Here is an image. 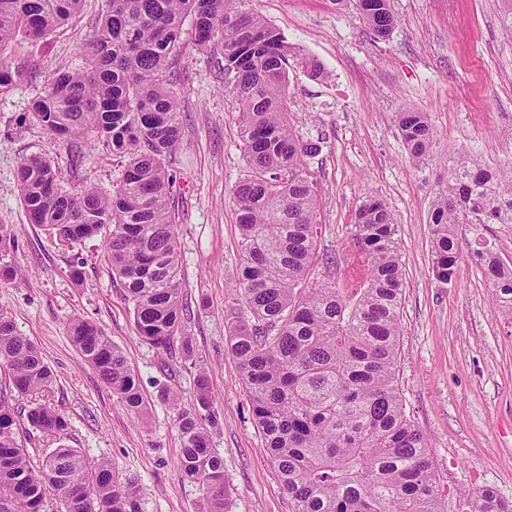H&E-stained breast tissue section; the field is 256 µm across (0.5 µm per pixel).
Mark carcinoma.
<instances>
[{
    "label": "carcinoma",
    "instance_id": "obj_1",
    "mask_svg": "<svg viewBox=\"0 0 512 512\" xmlns=\"http://www.w3.org/2000/svg\"><path fill=\"white\" fill-rule=\"evenodd\" d=\"M85 0H0V95L26 83L28 69L6 49L35 42L79 13ZM370 33L386 38L395 23L384 0H357ZM192 40L221 46L224 73L234 75L239 137L249 167L233 190L239 225V267L230 313L229 343L284 491L296 512H445L423 433L404 410L395 378L404 288L394 218L378 199H367L352 224L366 271L363 286L341 288L329 277L309 283L316 264L317 192L307 159L318 140L296 138L286 94L288 68L314 77L320 65L300 54L282 33L242 0H106L93 38L83 48L86 66L60 67L33 118L69 148L72 166L98 149L122 167L111 190L74 187L48 157L30 155L17 169L21 202L30 223L72 247L105 234L113 276L132 304L141 339L156 349L181 341L188 307L181 297L180 253L171 168L181 141V112L169 77ZM397 124L411 155L429 156L433 132L427 113L399 112ZM434 193L433 273L452 282L460 260L459 224H512V170L491 169L459 156ZM12 228L0 225V286L21 271L7 260ZM493 283L494 304L512 310V266L492 252L481 255ZM68 334L112 395L130 413L146 408L139 377L103 330L73 318ZM12 388L36 396L54 374L38 346L0 311V369ZM181 434L182 476L202 490L203 512H224L228 485L224 459L211 448L203 417L214 404L209 380L195 378L188 406L174 396ZM28 432L60 436L64 413L46 402L29 408ZM53 490L62 512H143L136 487L115 467L90 464L60 445L37 467L20 440L14 412L0 400V512H44ZM474 512H512V502L490 489Z\"/></svg>",
    "mask_w": 512,
    "mask_h": 512
}]
</instances>
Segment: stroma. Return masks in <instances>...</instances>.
<instances>
[{
  "label": "stroma",
  "instance_id": "1",
  "mask_svg": "<svg viewBox=\"0 0 512 512\" xmlns=\"http://www.w3.org/2000/svg\"><path fill=\"white\" fill-rule=\"evenodd\" d=\"M390 4L397 24L377 41L356 0H245L244 6L322 67L318 78L289 71L286 92L296 135L322 141L307 175L318 191L319 253L335 257L341 287L364 277L352 235L359 206L375 197L394 215L405 278L397 360L402 401L429 439L447 512H472L474 496L486 488L512 501V316L493 304L478 258L490 250L512 263V224L459 225L462 256L446 286L432 271L428 221L446 157L512 164V33L500 23V0ZM104 7L105 0H86L37 44L16 46L11 56L31 77L0 96V224L13 228L18 247L9 259L27 276L19 286L0 288V310L52 368L54 383L42 399L69 423L61 438L36 432L25 446L35 461L62 443L88 462L113 463L138 487L144 512H200L202 493L180 470L181 439L168 397L190 403L202 371L215 394L212 447L224 459L227 512H294L228 344L239 236L232 189L248 167L219 48L187 45L171 85L183 121L176 207L193 359L140 339L104 236L62 246L29 222L21 203L15 178L21 159L44 155L71 168L67 145L32 118L30 105L60 67L82 68L83 46ZM405 111L429 116L434 140L427 159L413 158L401 136L396 115ZM74 171L77 186L108 189L121 177L120 167L96 150ZM76 258L83 262L78 283L69 275ZM76 316L95 322L125 353L141 381L145 417L127 413L71 343L67 327Z\"/></svg>",
  "mask_w": 512,
  "mask_h": 512
}]
</instances>
